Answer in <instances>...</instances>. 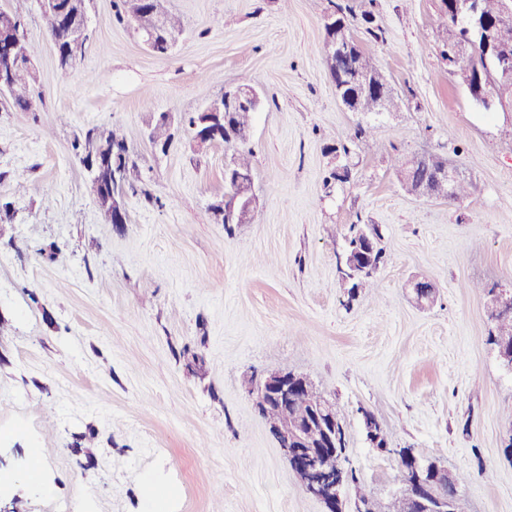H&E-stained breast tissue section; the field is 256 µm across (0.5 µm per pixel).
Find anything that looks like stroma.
Wrapping results in <instances>:
<instances>
[{"mask_svg":"<svg viewBox=\"0 0 512 512\" xmlns=\"http://www.w3.org/2000/svg\"><path fill=\"white\" fill-rule=\"evenodd\" d=\"M399 107L359 116L336 96L324 51L328 0H168L184 24L167 54L88 0L92 38L64 70L37 0L19 12L43 96L0 106V471L18 512H323L299 486L248 392L251 376H307L344 422L346 464L372 495L398 489L396 449L452 472L465 512H512V372L487 341L488 289L512 290V106L484 109L442 56V0H351ZM248 82L257 210L224 228L223 145L153 153L150 113L179 116ZM379 148L331 183L334 148L358 122ZM122 129L145 181L126 224L107 223L75 134ZM430 153L460 168L451 202L403 190L394 168ZM383 228L386 265L350 296L332 224ZM431 282L434 304L413 299ZM377 418L390 452L366 439ZM41 451L32 477L29 451Z\"/></svg>","mask_w":512,"mask_h":512,"instance_id":"35a3bbf8","label":"stroma"}]
</instances>
